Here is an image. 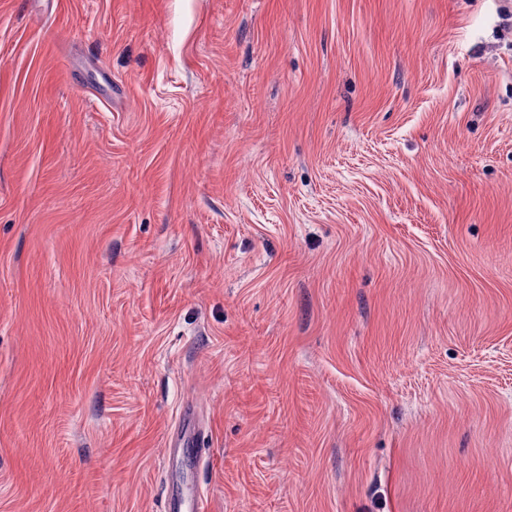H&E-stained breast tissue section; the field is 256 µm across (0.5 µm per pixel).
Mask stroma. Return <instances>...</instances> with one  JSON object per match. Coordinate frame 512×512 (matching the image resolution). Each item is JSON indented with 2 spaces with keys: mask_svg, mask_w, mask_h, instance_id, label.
Wrapping results in <instances>:
<instances>
[{
  "mask_svg": "<svg viewBox=\"0 0 512 512\" xmlns=\"http://www.w3.org/2000/svg\"><path fill=\"white\" fill-rule=\"evenodd\" d=\"M505 8L0 0V512H512Z\"/></svg>",
  "mask_w": 512,
  "mask_h": 512,
  "instance_id": "35a3bbf8",
  "label": "stroma"
}]
</instances>
